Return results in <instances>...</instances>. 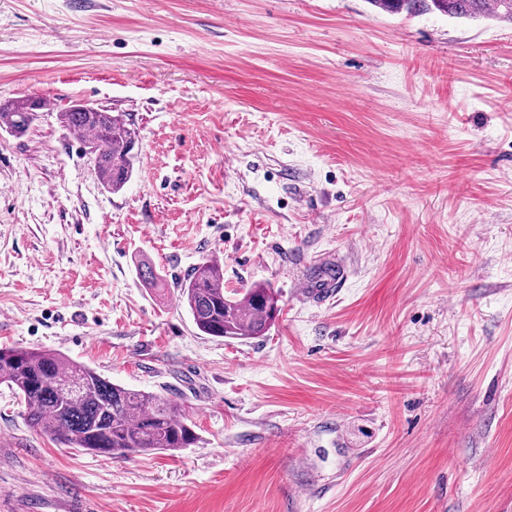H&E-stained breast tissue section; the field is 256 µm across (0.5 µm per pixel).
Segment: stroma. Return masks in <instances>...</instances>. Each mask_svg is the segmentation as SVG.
Returning a JSON list of instances; mask_svg holds the SVG:
<instances>
[{
	"label": "stroma",
	"instance_id": "stroma-1",
	"mask_svg": "<svg viewBox=\"0 0 512 512\" xmlns=\"http://www.w3.org/2000/svg\"><path fill=\"white\" fill-rule=\"evenodd\" d=\"M0 347L182 405L199 443L108 459L0 386V512H512V24L367 0H0ZM122 112L106 191L73 102ZM267 284L264 337L178 285ZM150 264L153 288L138 274ZM342 264L336 298L302 281ZM34 106L44 109L45 102L32 98H18L7 104H0V128L4 127L15 136L25 134L33 124ZM181 298L194 325L204 335L246 341L266 336L279 316V298L269 286L224 288L220 263L206 261L180 283Z\"/></svg>",
	"mask_w": 512,
	"mask_h": 512
}]
</instances>
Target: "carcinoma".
<instances>
[{
	"instance_id": "1",
	"label": "carcinoma",
	"mask_w": 512,
	"mask_h": 512,
	"mask_svg": "<svg viewBox=\"0 0 512 512\" xmlns=\"http://www.w3.org/2000/svg\"><path fill=\"white\" fill-rule=\"evenodd\" d=\"M390 14L435 12L451 18L512 23V0H368ZM45 102L18 98L0 104V128L15 136L33 124V107ZM60 123L85 134L98 152L94 170L102 186L121 191L131 179L137 154L134 124L122 113L86 112L78 104L59 113ZM181 298L204 335L246 341L265 336L279 316V298L268 286L224 288L220 263L206 261L180 283ZM5 385L33 429L60 443L98 456L175 453L199 441L184 409L167 397L113 383L94 369L46 348L0 349Z\"/></svg>"
}]
</instances>
